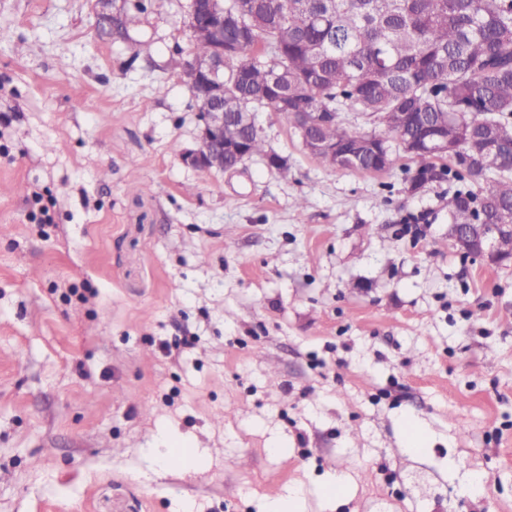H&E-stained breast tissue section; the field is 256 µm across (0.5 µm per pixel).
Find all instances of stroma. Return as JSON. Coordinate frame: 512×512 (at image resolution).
<instances>
[{
    "label": "stroma",
    "instance_id": "stroma-1",
    "mask_svg": "<svg viewBox=\"0 0 512 512\" xmlns=\"http://www.w3.org/2000/svg\"><path fill=\"white\" fill-rule=\"evenodd\" d=\"M144 3L105 41L93 0H0V512H512V260L451 246L458 182L327 168L267 107L287 177L186 165L188 0ZM303 508L302 492L295 485L284 487L278 497L263 504V512H302Z\"/></svg>",
    "mask_w": 512,
    "mask_h": 512
}]
</instances>
